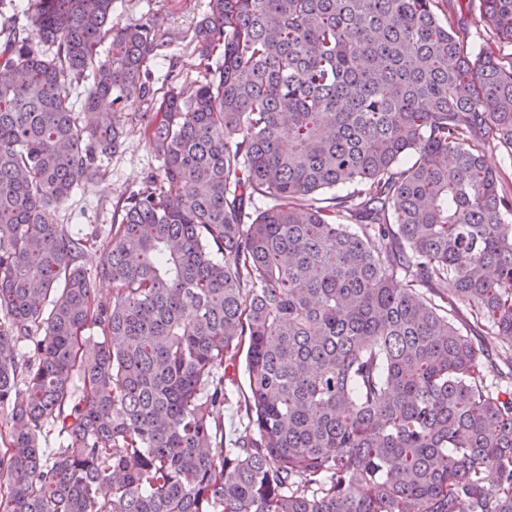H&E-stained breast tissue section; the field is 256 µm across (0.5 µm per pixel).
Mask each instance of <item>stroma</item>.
<instances>
[{
  "mask_svg": "<svg viewBox=\"0 0 512 512\" xmlns=\"http://www.w3.org/2000/svg\"><path fill=\"white\" fill-rule=\"evenodd\" d=\"M209 0H115L113 15L124 24L153 21L157 54L148 67L152 98L133 99L126 104L130 116L122 147L105 159L101 174L75 190L57 206L55 219L73 234L88 233L105 238L112 214L121 199L142 187L148 175L158 173L159 161L143 130L149 113L157 111L164 93L173 86H189L203 80L207 63L194 50V28L209 12ZM226 383L229 399L224 404V431L240 434L246 419L240 406L249 392L245 360H238Z\"/></svg>",
  "mask_w": 512,
  "mask_h": 512,
  "instance_id": "obj_1",
  "label": "stroma"
}]
</instances>
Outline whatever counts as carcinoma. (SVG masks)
Returning a JSON list of instances; mask_svg holds the SVG:
<instances>
[{"mask_svg":"<svg viewBox=\"0 0 512 512\" xmlns=\"http://www.w3.org/2000/svg\"><path fill=\"white\" fill-rule=\"evenodd\" d=\"M445 2L209 0L193 43L224 54L145 126L160 174L102 245L106 305L53 208L150 95L155 25L30 0L35 35L0 42V512H512V391L457 319L512 364L483 154L512 149V64L471 58ZM480 10L512 46V0ZM243 348L250 428L213 455ZM458 319L459 322L463 325H466L468 334H471L473 342L475 345L480 348L482 351L481 359L484 363H492L494 366L495 361V355L493 352V346L496 342H498L497 339H495V336H485V333L481 328L476 327V330L478 334H476L473 331L470 330V325H473V320L470 315L468 306L459 304V310H458Z\"/></svg>","mask_w":512,"mask_h":512,"instance_id":"1","label":"carcinoma"}]
</instances>
